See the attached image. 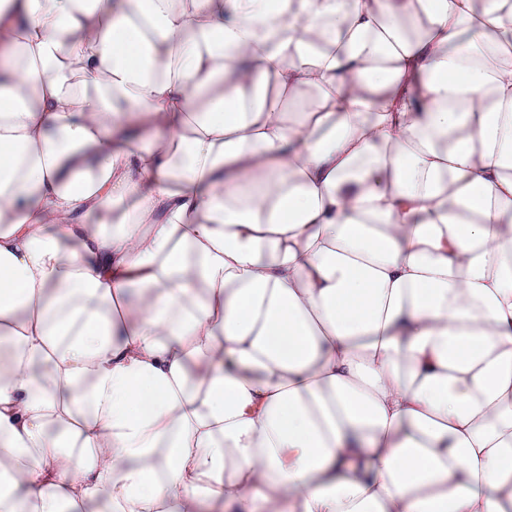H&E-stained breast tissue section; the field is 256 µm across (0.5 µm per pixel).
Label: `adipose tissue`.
Instances as JSON below:
<instances>
[{
	"instance_id": "obj_1",
	"label": "adipose tissue",
	"mask_w": 512,
	"mask_h": 512,
	"mask_svg": "<svg viewBox=\"0 0 512 512\" xmlns=\"http://www.w3.org/2000/svg\"><path fill=\"white\" fill-rule=\"evenodd\" d=\"M0 6V512H512V0Z\"/></svg>"
}]
</instances>
